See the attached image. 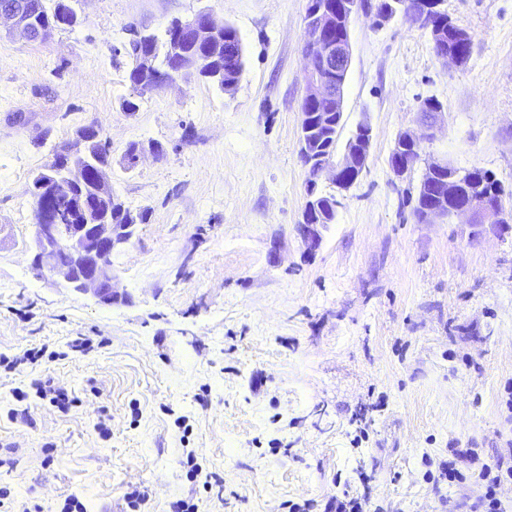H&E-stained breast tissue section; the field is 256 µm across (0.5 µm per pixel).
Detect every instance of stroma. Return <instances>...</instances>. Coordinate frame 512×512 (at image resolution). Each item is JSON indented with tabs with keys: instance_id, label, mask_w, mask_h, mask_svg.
<instances>
[{
	"instance_id": "obj_1",
	"label": "stroma",
	"mask_w": 512,
	"mask_h": 512,
	"mask_svg": "<svg viewBox=\"0 0 512 512\" xmlns=\"http://www.w3.org/2000/svg\"><path fill=\"white\" fill-rule=\"evenodd\" d=\"M307 5L76 0L74 28L0 36V354L14 361L0 367V492L14 512H61L71 495L86 512H333L345 493L364 512H470L476 484L428 481L424 457L512 445V237L418 223L417 181L389 168L433 97L444 114L422 157L512 186V0H444L474 36L461 67L427 30L353 17L345 128L370 125V155L347 192L319 179L341 205L312 253L296 231ZM201 10L241 36L235 91L180 77L126 115L130 29ZM89 125L114 195L147 217L112 257L125 304L30 268L31 179ZM133 142L163 152L128 170ZM33 348L43 357L24 362ZM46 379L65 404L36 397Z\"/></svg>"
}]
</instances>
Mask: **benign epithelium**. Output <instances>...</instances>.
I'll use <instances>...</instances> for the list:
<instances>
[{"label": "benign epithelium", "instance_id": "benign-epithelium-1", "mask_svg": "<svg viewBox=\"0 0 512 512\" xmlns=\"http://www.w3.org/2000/svg\"><path fill=\"white\" fill-rule=\"evenodd\" d=\"M442 0H418L421 18L438 14L441 23H451L450 17L440 9ZM348 10L355 8L364 14L376 19L382 24L389 22L399 15V2L394 0H380L374 5L365 3H348ZM6 20L12 27L20 30L32 41H43L50 37L53 28L45 23L37 22L30 10L27 0H0V21ZM336 28V7L326 2L314 3L307 11L305 17V31L318 37L324 32ZM166 30L176 32V36L169 38L162 48L148 46L139 50L133 57L134 66L139 72L153 79V88L158 89L175 79V75L169 69H162L158 65L159 55L166 58H179L184 56L181 36H189L196 45L209 47L224 38V27L215 24L206 11H200L186 20L173 19L166 26ZM306 59V94L302 104H311L323 99L334 98L339 104H344L342 94L336 91L337 84L334 79L336 69L333 62L337 61L348 67L351 63L350 37L344 36L338 42L324 45L304 46ZM321 57L322 65L315 63V57ZM201 71V61L197 58L185 59L178 69V75ZM203 72V71H201ZM203 76L211 79L220 78V72L208 69ZM442 112H431L425 117H420V126L424 133L417 134L410 130L402 131L395 139L394 147L390 155V170L394 177L404 180L411 176L419 160L404 154V151L421 144L424 140H431L435 136ZM92 127L87 126L76 132L70 146L64 150L63 156L55 157L50 171L53 176L43 181L48 194L53 199L60 197L70 198L73 191L83 182L85 168L79 156L84 144L91 136ZM372 130L368 123L361 122L347 140L342 158L321 154L314 147L310 133H305L299 139V156L303 166L314 171L320 177L324 173L332 172V180L336 187L345 191L349 189L366 168L370 154ZM149 151L158 154L159 148L154 144L145 146L136 144L132 153L124 154L126 168H134L140 156ZM448 169L450 176L441 188L442 198L446 199L455 194V186L462 179V173L456 169L447 167V164L435 160H425V170L419 184V191L424 192L433 186V178L442 169ZM317 181L306 185V203L298 221L297 231L307 250L316 251L322 241V230L326 225L316 221L318 212L323 206H328L330 214L337 212L339 201L336 197H324L316 191ZM421 208L422 223H434L438 220L464 219L472 228V237L477 239L486 231L505 238L512 235V225L505 223L504 200L499 196L485 195L478 202L459 201L452 208L446 203H438L423 195L418 197ZM112 207L126 212V208L117 199H112ZM86 222L83 224H60L57 219L55 204H44L34 210L33 224V249L34 256L31 262V270L37 279H42L46 274L62 277L67 288L71 291L87 294L102 305L112 306L124 303L128 299L127 293L119 292L115 288L112 270V255L123 248L133 235V228L137 223V216L128 213L125 224H114L103 218L97 210L90 205L83 207Z\"/></svg>", "mask_w": 512, "mask_h": 512}]
</instances>
